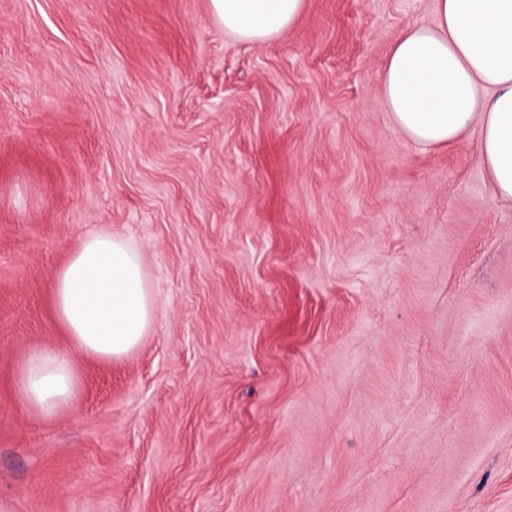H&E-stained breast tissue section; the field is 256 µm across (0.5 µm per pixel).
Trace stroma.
Masks as SVG:
<instances>
[{"instance_id":"35a3bbf8","label":"stroma","mask_w":512,"mask_h":512,"mask_svg":"<svg viewBox=\"0 0 512 512\" xmlns=\"http://www.w3.org/2000/svg\"><path fill=\"white\" fill-rule=\"evenodd\" d=\"M435 0H306L258 46L210 0H0V499L12 512H512V201L479 129L427 150L380 105ZM141 253L157 322L66 346L82 236ZM77 385L69 350L55 345H42L30 351L14 377L20 400L46 419L69 404Z\"/></svg>"}]
</instances>
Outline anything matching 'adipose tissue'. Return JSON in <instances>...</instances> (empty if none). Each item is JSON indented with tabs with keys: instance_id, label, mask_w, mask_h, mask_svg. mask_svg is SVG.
Here are the masks:
<instances>
[{
	"instance_id": "obj_1",
	"label": "adipose tissue",
	"mask_w": 512,
	"mask_h": 512,
	"mask_svg": "<svg viewBox=\"0 0 512 512\" xmlns=\"http://www.w3.org/2000/svg\"><path fill=\"white\" fill-rule=\"evenodd\" d=\"M306 0H211L225 33L254 45L279 38ZM381 105L425 149L478 125L496 195L512 200V0H436L433 24L408 26L392 44ZM53 306L70 346L29 352L14 377L20 400L43 418L66 407L78 385L71 349L104 360L134 351L156 323L141 257L111 233L81 238L52 281Z\"/></svg>"
}]
</instances>
